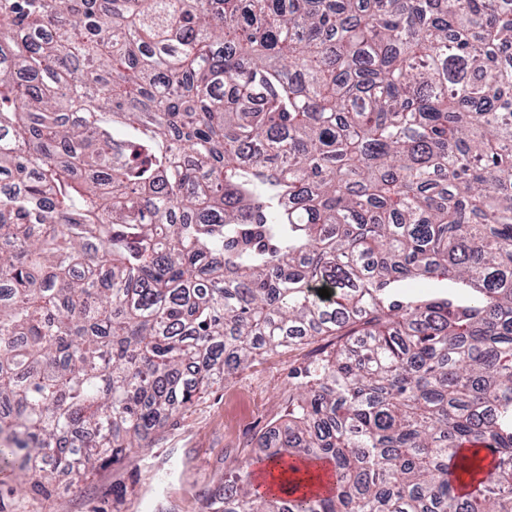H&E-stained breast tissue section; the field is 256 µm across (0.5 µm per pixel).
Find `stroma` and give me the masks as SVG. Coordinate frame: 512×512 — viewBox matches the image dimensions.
I'll use <instances>...</instances> for the list:
<instances>
[{
	"instance_id": "obj_1",
	"label": "stroma",
	"mask_w": 512,
	"mask_h": 512,
	"mask_svg": "<svg viewBox=\"0 0 512 512\" xmlns=\"http://www.w3.org/2000/svg\"><path fill=\"white\" fill-rule=\"evenodd\" d=\"M334 342L328 336L323 344ZM320 345L265 356L204 389L128 462L101 465L78 479L60 472L46 497L14 484L0 493V512H207L209 493L226 477L256 474L258 443L285 420Z\"/></svg>"
}]
</instances>
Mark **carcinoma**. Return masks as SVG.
<instances>
[{"instance_id":"obj_1","label":"carcinoma","mask_w":512,"mask_h":512,"mask_svg":"<svg viewBox=\"0 0 512 512\" xmlns=\"http://www.w3.org/2000/svg\"><path fill=\"white\" fill-rule=\"evenodd\" d=\"M510 51L512 0H0V468L340 336L262 445L328 489L209 512H512Z\"/></svg>"}]
</instances>
